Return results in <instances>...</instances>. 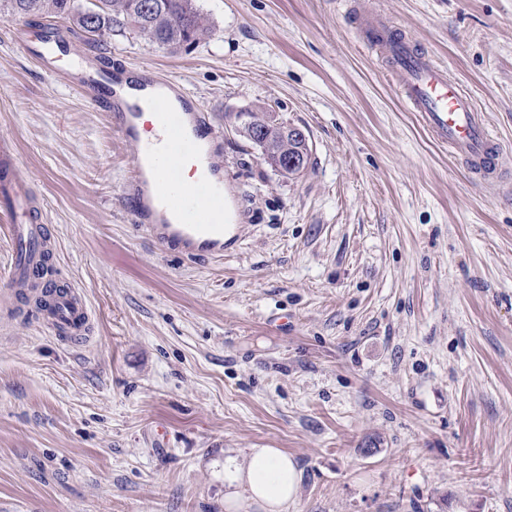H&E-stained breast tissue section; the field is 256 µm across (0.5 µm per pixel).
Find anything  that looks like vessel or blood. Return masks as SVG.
Returning <instances> with one entry per match:
<instances>
[{
    "label": "vessel or blood",
    "mask_w": 512,
    "mask_h": 512,
    "mask_svg": "<svg viewBox=\"0 0 512 512\" xmlns=\"http://www.w3.org/2000/svg\"><path fill=\"white\" fill-rule=\"evenodd\" d=\"M367 41L387 60L409 111L418 113L434 138L484 183L495 182L502 165V147L488 123L447 70L419 52L391 26L377 21L366 29ZM41 59L54 57V33H42L25 45ZM91 102L104 107L115 131L134 151L133 177L125 203L138 230L163 249L188 258H223L237 247L238 227L224 221V174L216 161L222 149L210 115L178 82L145 73L136 80L133 100L117 90L118 76L109 70H85L67 77ZM154 112L155 141L141 139L139 118ZM192 164L197 178L187 181L182 167ZM0 214L11 220L13 260L1 275L9 287L41 293L39 317L51 333L82 341L90 332L91 310L79 288L48 278L45 268L55 252V239L35 213L19 162L7 143H0Z\"/></svg>",
    "instance_id": "1"
}]
</instances>
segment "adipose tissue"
Wrapping results in <instances>:
<instances>
[{
    "instance_id": "obj_1",
    "label": "adipose tissue",
    "mask_w": 512,
    "mask_h": 512,
    "mask_svg": "<svg viewBox=\"0 0 512 512\" xmlns=\"http://www.w3.org/2000/svg\"><path fill=\"white\" fill-rule=\"evenodd\" d=\"M224 507L239 512L252 503L265 512H286L300 488V472L291 456L277 448H254L245 458L224 459Z\"/></svg>"
}]
</instances>
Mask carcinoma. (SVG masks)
Listing matches in <instances>:
<instances>
[{
    "label": "carcinoma",
    "instance_id": "cac0c4a2",
    "mask_svg": "<svg viewBox=\"0 0 512 512\" xmlns=\"http://www.w3.org/2000/svg\"><path fill=\"white\" fill-rule=\"evenodd\" d=\"M138 0H97L95 28L86 27V4L83 0H0V13L14 19L58 17L92 37L112 32H129L150 43L178 51L184 45H197L209 36V19L199 10L196 0H156L158 8L142 15Z\"/></svg>",
    "mask_w": 512,
    "mask_h": 512
}]
</instances>
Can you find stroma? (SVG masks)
<instances>
[{"instance_id": "1", "label": "stroma", "mask_w": 512, "mask_h": 512, "mask_svg": "<svg viewBox=\"0 0 512 512\" xmlns=\"http://www.w3.org/2000/svg\"><path fill=\"white\" fill-rule=\"evenodd\" d=\"M190 51L69 23L79 61L153 70L215 118L244 240L160 250L123 206L133 147L0 18V139L93 313L58 341L0 282V512H225L224 454L277 448L288 512H512V0H197ZM383 20L446 67L504 152L478 182L365 41ZM311 148L286 179L232 113ZM253 109L251 108H244L239 110L238 112H235L229 122L228 125L225 126L226 130L231 132V134L235 135H242L243 138H245L247 141L255 145L252 140L249 139L247 134H249L253 140H259L257 142L265 145L269 144V140L266 139L267 135L266 132L268 130V133L272 135V140L274 142L278 141L279 135H278V126L284 124L283 121H280L275 113L269 112L267 109H259L256 113V118L263 121L268 119L270 122V125L272 126V129L269 130L268 126H264L261 129L256 128L255 125H252V122L250 120L249 114ZM246 134V135H243ZM280 142V140L278 141ZM256 146V145H255ZM257 147V146H256Z\"/></svg>"}]
</instances>
